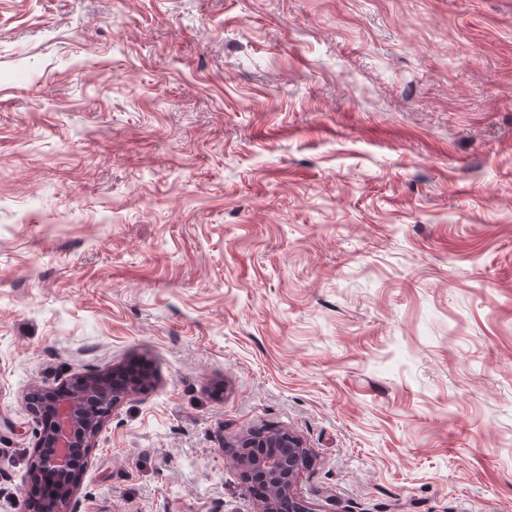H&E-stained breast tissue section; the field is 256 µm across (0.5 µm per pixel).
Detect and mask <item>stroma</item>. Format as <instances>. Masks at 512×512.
Returning a JSON list of instances; mask_svg holds the SVG:
<instances>
[{
    "mask_svg": "<svg viewBox=\"0 0 512 512\" xmlns=\"http://www.w3.org/2000/svg\"><path fill=\"white\" fill-rule=\"evenodd\" d=\"M135 362L80 512H512V0H0V501ZM261 441L265 448H271L269 453L261 457H253L248 448L253 447L252 441ZM238 446L241 450L234 452L233 461L246 477L252 473L261 474L270 481L271 496L264 502L262 512H278L279 499L288 497L296 504V512H311L305 505L294 501V480L303 463L309 455V449L304 448L302 440L288 431H270L254 438H242ZM296 500V499H295Z\"/></svg>",
    "mask_w": 512,
    "mask_h": 512,
    "instance_id": "35a3bbf8",
    "label": "stroma"
}]
</instances>
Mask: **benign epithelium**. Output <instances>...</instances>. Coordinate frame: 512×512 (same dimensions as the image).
<instances>
[{"mask_svg": "<svg viewBox=\"0 0 512 512\" xmlns=\"http://www.w3.org/2000/svg\"><path fill=\"white\" fill-rule=\"evenodd\" d=\"M103 390L102 376L79 375L58 391L37 392L27 397L28 408L39 426L38 442L28 476L35 478L42 470H51L59 477V491L48 512H78L76 493L82 473L74 470L71 452L74 448H89L112 410L121 401L122 393L114 392L112 403L89 412L85 402ZM269 453L254 457L249 454L252 439H240L233 461L244 475L261 474L270 481L271 496L264 502L262 512H278L279 499H294V480L306 462L309 449L302 440L288 431H270L256 436Z\"/></svg>", "mask_w": 512, "mask_h": 512, "instance_id": "benign-epithelium-1", "label": "benign epithelium"}]
</instances>
